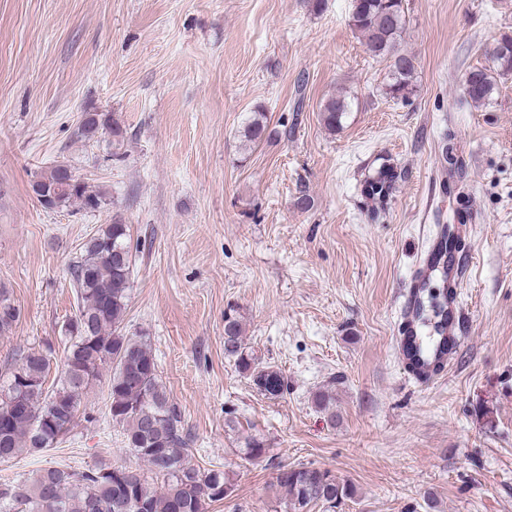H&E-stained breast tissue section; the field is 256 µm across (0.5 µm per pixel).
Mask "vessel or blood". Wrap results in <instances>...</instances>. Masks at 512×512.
Here are the masks:
<instances>
[{"instance_id": "b4317fda", "label": "vessel or blood", "mask_w": 512, "mask_h": 512, "mask_svg": "<svg viewBox=\"0 0 512 512\" xmlns=\"http://www.w3.org/2000/svg\"><path fill=\"white\" fill-rule=\"evenodd\" d=\"M443 272L447 278L448 304L442 343L422 348L421 339L417 334L419 298L423 291V283L431 274L430 268L425 264L420 265L412 275L402 302L401 321L395 338L407 375L422 386L430 385L446 374L454 355L466 341L465 312L458 300V290L462 283L460 265L456 260H449Z\"/></svg>"}]
</instances>
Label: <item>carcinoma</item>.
<instances>
[{
	"mask_svg": "<svg viewBox=\"0 0 512 512\" xmlns=\"http://www.w3.org/2000/svg\"><path fill=\"white\" fill-rule=\"evenodd\" d=\"M350 26L366 52L385 63L387 94L408 98L415 65L400 49L406 26L403 0H353ZM493 56L500 74L512 73V37L502 38ZM495 90L496 80L485 68L469 70L462 80L463 94L475 106L489 101ZM348 108L345 95L328 98L321 108L324 127L341 128ZM101 130L112 136V155L120 156L127 130L116 119L96 112L90 127H81V135L92 139ZM278 134L269 129L259 105L242 127V148L248 150ZM66 169L63 164L52 167L33 186L54 191L56 207L102 206V194L85 182L63 184ZM399 177L394 167L382 165L364 181L363 194L375 205L373 218H379ZM131 265L130 228L120 219H112L83 245L71 266L77 309L64 327L62 355L55 356L50 346L33 349L21 356L19 365L10 364L0 374V463L24 450L34 453L61 443L86 410L88 390L106 376V408L122 429L126 448L144 466L94 463L79 470L43 468L29 481L0 484V512H207V506L234 492L223 469L192 461L189 436L147 341L124 330ZM446 296L443 287H425L419 317L441 316ZM19 316L9 290L0 288V334L11 330ZM243 333L240 311L226 308L224 353L234 358L237 370L260 394L282 396L288 391V379L246 347ZM267 451L265 442L253 437L243 458L253 462ZM273 486L283 512H312L317 507L331 512L354 495L353 487L332 471L307 464L278 467Z\"/></svg>",
	"mask_w": 512,
	"mask_h": 512,
	"instance_id": "1",
	"label": "carcinoma"
}]
</instances>
